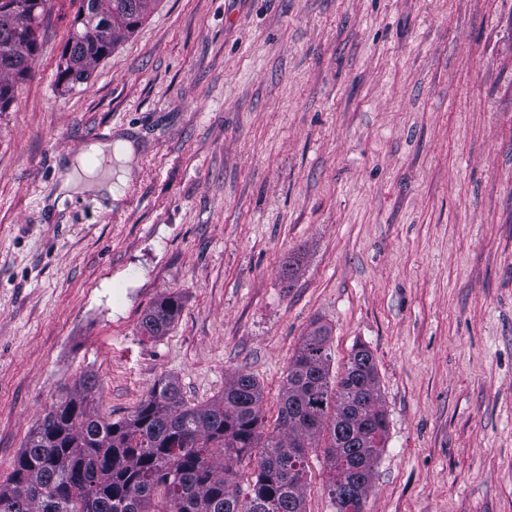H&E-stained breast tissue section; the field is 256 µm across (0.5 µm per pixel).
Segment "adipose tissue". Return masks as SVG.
Instances as JSON below:
<instances>
[{
    "instance_id": "1",
    "label": "adipose tissue",
    "mask_w": 512,
    "mask_h": 512,
    "mask_svg": "<svg viewBox=\"0 0 512 512\" xmlns=\"http://www.w3.org/2000/svg\"><path fill=\"white\" fill-rule=\"evenodd\" d=\"M133 153V144L127 139L89 144L85 152L70 161V172L61 186L62 192L94 191L116 197L113 165L123 160L131 161Z\"/></svg>"
}]
</instances>
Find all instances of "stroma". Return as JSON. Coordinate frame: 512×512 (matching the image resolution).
I'll list each match as a JSON object with an SVG mask.
<instances>
[{
	"label": "stroma",
	"instance_id": "obj_1",
	"mask_svg": "<svg viewBox=\"0 0 512 512\" xmlns=\"http://www.w3.org/2000/svg\"><path fill=\"white\" fill-rule=\"evenodd\" d=\"M75 11L49 0L0 112V482L89 374L112 421L248 374L274 427L319 323L332 376L359 343L378 372L365 512H512V0H156L69 89ZM119 138L120 200L64 196ZM308 463L306 512H336ZM180 311V305L174 297H165L155 302L143 315L141 332L146 336H160L173 323Z\"/></svg>",
	"mask_w": 512,
	"mask_h": 512
}]
</instances>
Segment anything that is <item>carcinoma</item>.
<instances>
[{"label": "carcinoma", "mask_w": 512, "mask_h": 512, "mask_svg": "<svg viewBox=\"0 0 512 512\" xmlns=\"http://www.w3.org/2000/svg\"><path fill=\"white\" fill-rule=\"evenodd\" d=\"M47 2L0 0V112L29 76ZM155 2L76 0L58 82L86 81L112 53L115 34L132 33ZM179 311L173 297L155 302L141 332L162 335ZM330 362L329 332L315 324L290 363L271 432L260 414V386L247 374L221 398L194 405L163 378L131 417L116 422L91 411L97 380L88 376L31 429L0 484V512H306L308 453L320 447L338 512H364L388 434L376 365L358 344L333 386ZM246 458L253 470L242 490L237 465Z\"/></svg>", "instance_id": "obj_1"}]
</instances>
